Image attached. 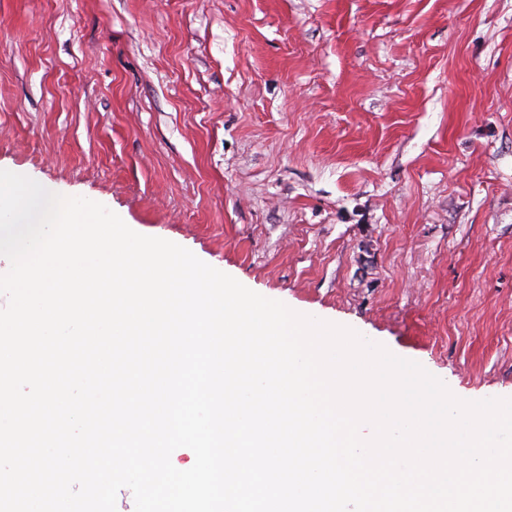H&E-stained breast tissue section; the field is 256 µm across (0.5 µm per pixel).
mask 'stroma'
Instances as JSON below:
<instances>
[{
  "instance_id": "obj_1",
  "label": "stroma",
  "mask_w": 512,
  "mask_h": 512,
  "mask_svg": "<svg viewBox=\"0 0 512 512\" xmlns=\"http://www.w3.org/2000/svg\"><path fill=\"white\" fill-rule=\"evenodd\" d=\"M0 169L512 398V0H0Z\"/></svg>"
}]
</instances>
